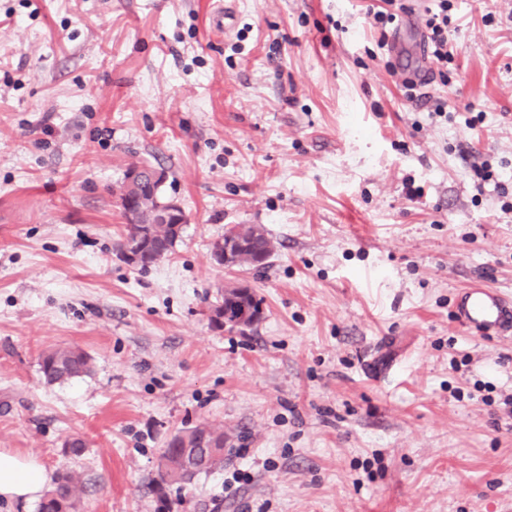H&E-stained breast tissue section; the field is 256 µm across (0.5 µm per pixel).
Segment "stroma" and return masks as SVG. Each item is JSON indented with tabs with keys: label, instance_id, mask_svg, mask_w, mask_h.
<instances>
[{
	"label": "stroma",
	"instance_id": "1",
	"mask_svg": "<svg viewBox=\"0 0 512 512\" xmlns=\"http://www.w3.org/2000/svg\"><path fill=\"white\" fill-rule=\"evenodd\" d=\"M448 3L420 89L445 122L384 0H0V448L79 473L81 512H157L158 452L199 424L224 466L168 488L179 512H512V338L451 313L512 295V0ZM135 164L187 217L146 270L115 251ZM237 224L263 267L213 263ZM233 285L261 317L215 329ZM58 347L91 373L46 383ZM232 229H237L239 231L238 237L242 238L243 243L245 244V246L239 252V254L242 255L243 257L240 259V262L235 266H251L250 261L256 256H263L266 261L270 258L274 246L271 239L267 236V233L262 227L257 225H240L228 229L227 231H230ZM264 264H262L261 266H263ZM453 313L456 324L468 331L512 337V297L495 288L481 284L461 288Z\"/></svg>",
	"mask_w": 512,
	"mask_h": 512
}]
</instances>
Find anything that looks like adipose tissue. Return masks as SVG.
Instances as JSON below:
<instances>
[{"label":"adipose tissue","mask_w":512,"mask_h":512,"mask_svg":"<svg viewBox=\"0 0 512 512\" xmlns=\"http://www.w3.org/2000/svg\"><path fill=\"white\" fill-rule=\"evenodd\" d=\"M50 482L49 473L35 456L0 451V500H36L43 496Z\"/></svg>","instance_id":"1"}]
</instances>
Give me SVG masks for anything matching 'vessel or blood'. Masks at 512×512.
<instances>
[{"mask_svg": "<svg viewBox=\"0 0 512 512\" xmlns=\"http://www.w3.org/2000/svg\"><path fill=\"white\" fill-rule=\"evenodd\" d=\"M421 27L416 18L408 21L397 30L391 40L390 48L393 54H401L405 48V37L416 34V53L422 63L418 67L420 82L431 79V67L424 57L425 39L420 35ZM454 320L459 327L476 331L485 335H512V297L501 291L481 284H472L461 288L454 302Z\"/></svg>", "mask_w": 512, "mask_h": 512, "instance_id": "obj_1", "label": "vessel or blood"}]
</instances>
